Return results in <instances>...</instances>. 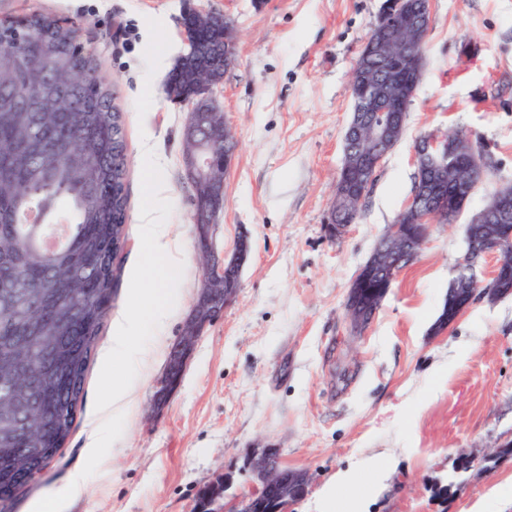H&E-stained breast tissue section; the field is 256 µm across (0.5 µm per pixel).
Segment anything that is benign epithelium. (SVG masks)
Here are the masks:
<instances>
[{
	"instance_id": "benign-epithelium-1",
	"label": "benign epithelium",
	"mask_w": 512,
	"mask_h": 512,
	"mask_svg": "<svg viewBox=\"0 0 512 512\" xmlns=\"http://www.w3.org/2000/svg\"><path fill=\"white\" fill-rule=\"evenodd\" d=\"M224 26V71L235 65L233 57L237 32L233 23L215 11L195 7L185 8L182 24L206 28L213 23ZM430 23L425 0H386L385 6L365 38L364 46L379 53V61H369V54L360 51L350 75L353 92V115L345 135L341 178L337 186L331 219L325 231L329 238H342L349 225L341 223V205L351 199H363L376 177L381 162L401 139L414 91L424 71L422 46ZM219 82L201 79L194 91L177 95L175 87L165 85L167 97L187 108L184 134L188 149L183 155L186 179L194 192V208L203 216V222L194 225L195 240L203 241L205 251L203 276L195 300L185 318L179 337L173 343L167 364L154 385L153 408L163 409L180 386L190 361L197 338L207 326L224 315V310L235 299L241 287V274L250 253L248 239L239 241L235 250L218 254L214 236L217 215L224 209V174L231 164L234 142L227 125L217 126L213 119L220 115L214 95ZM462 171L471 172L469 179L448 182L450 192L441 189L438 181L423 184L407 208L384 238L401 246V250L384 260H368L352 281L347 296L348 306L355 303L356 288L380 269L384 278L378 287L389 291L401 272V264L412 260L417 251L408 245L424 243L428 224L434 221L451 223L463 210L459 201L467 200L484 178L482 152L473 146L462 147L448 139V135L425 134L414 144L413 162L421 169L439 172L448 161ZM497 222L494 240L483 250L466 248L457 260L456 271L473 277L472 296L456 306V314L463 313L481 298L497 300L512 293V264L498 263L491 271L492 283L481 281L477 267L482 257L496 252L502 244L512 243V190L501 188L492 193L484 206L471 218L472 224ZM493 455H471L455 460V467L470 471L481 469ZM256 476V485L248 494L227 498L226 481L221 479L203 487L198 495L196 512H288V507L302 499L309 486V476L301 470H285L279 462L277 449L267 447L247 460Z\"/></svg>"
}]
</instances>
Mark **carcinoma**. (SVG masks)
<instances>
[{
	"label": "carcinoma",
	"instance_id": "cac0c4a2",
	"mask_svg": "<svg viewBox=\"0 0 512 512\" xmlns=\"http://www.w3.org/2000/svg\"><path fill=\"white\" fill-rule=\"evenodd\" d=\"M32 39L0 44V481L21 491L69 438L96 341L118 288L127 243L122 112L75 27L34 15L0 23ZM195 52L170 81L189 91L197 71L224 78V36L196 31ZM66 225L50 251L46 229Z\"/></svg>",
	"mask_w": 512,
	"mask_h": 512
}]
</instances>
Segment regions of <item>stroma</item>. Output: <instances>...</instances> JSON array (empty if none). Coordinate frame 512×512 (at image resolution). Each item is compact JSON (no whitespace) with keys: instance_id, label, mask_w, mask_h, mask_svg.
I'll use <instances>...</instances> for the list:
<instances>
[{"instance_id":"stroma-1","label":"stroma","mask_w":512,"mask_h":512,"mask_svg":"<svg viewBox=\"0 0 512 512\" xmlns=\"http://www.w3.org/2000/svg\"><path fill=\"white\" fill-rule=\"evenodd\" d=\"M385 0H195L238 31L237 62L216 89L236 148L224 177L218 250L241 234L251 251L234 302L199 336L162 412L153 386L201 278L184 176V106L163 92L186 45L184 0H0V18L75 22L123 114L127 246L112 310L86 375L82 408L49 467L7 504L32 512L87 458L98 375L125 310L141 250L145 148L164 174L171 234L184 265L174 309L149 341L130 388L121 437L85 493L64 512H195L204 484L228 477V496L254 482L247 457L272 444L307 471L293 512H317L316 493L353 462L383 458L391 475L369 512H512V455L461 472V454L512 436V294L472 304L447 330L441 312L465 227L491 192L512 186V0H430L425 67L406 130L385 157L345 236L325 233L351 119L349 79ZM462 132L497 164L455 223L430 226L361 333H350L349 286L413 195L424 134Z\"/></svg>"}]
</instances>
